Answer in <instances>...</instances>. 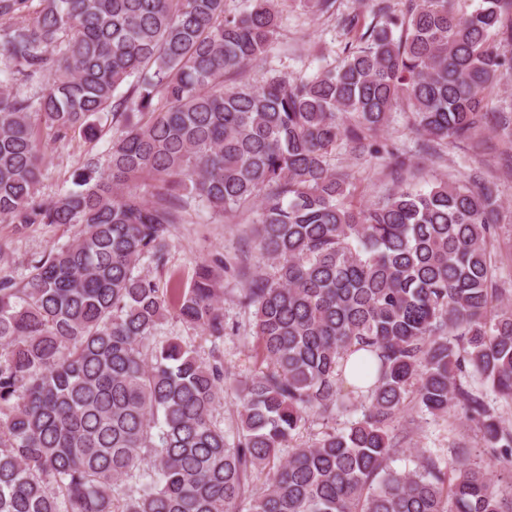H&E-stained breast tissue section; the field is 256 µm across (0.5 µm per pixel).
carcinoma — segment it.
<instances>
[{"label":"carcinoma","mask_w":512,"mask_h":512,"mask_svg":"<svg viewBox=\"0 0 512 512\" xmlns=\"http://www.w3.org/2000/svg\"><path fill=\"white\" fill-rule=\"evenodd\" d=\"M0 0V222L79 225L0 275V512H512V292L497 285L501 204L475 172L346 204L330 167L405 107L426 146L477 138L512 76V0H367L373 21L334 69L261 87L226 78L277 34L276 0ZM36 86L30 95L19 88ZM125 91H120L121 87ZM118 135L74 187L38 195L41 131ZM253 208L264 258L238 302L265 366L233 383L219 347L198 358L176 318L224 339V272L197 263L161 291L174 226ZM363 351L347 384L349 356ZM238 399L236 433L215 412ZM421 412L478 429L469 461L416 449L391 463ZM361 416L336 427L340 414ZM324 430L299 441L308 422ZM265 476L262 491L254 480Z\"/></svg>","instance_id":"obj_1"}]
</instances>
